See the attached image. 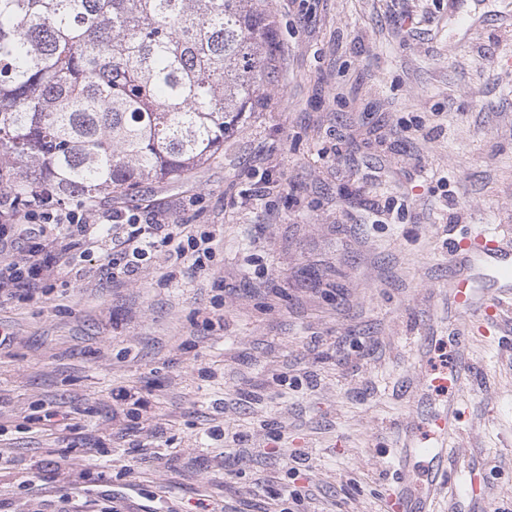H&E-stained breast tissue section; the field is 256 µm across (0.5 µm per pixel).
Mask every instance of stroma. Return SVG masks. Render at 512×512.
Instances as JSON below:
<instances>
[{
  "label": "stroma",
  "instance_id": "1",
  "mask_svg": "<svg viewBox=\"0 0 512 512\" xmlns=\"http://www.w3.org/2000/svg\"><path fill=\"white\" fill-rule=\"evenodd\" d=\"M263 7L266 106L96 201L213 234L204 269L0 295V512H385L399 390L457 349L448 244L512 231V0ZM470 347L439 512H512V311Z\"/></svg>",
  "mask_w": 512,
  "mask_h": 512
}]
</instances>
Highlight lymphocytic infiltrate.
<instances>
[{
    "instance_id": "obj_1",
    "label": "lymphocytic infiltrate",
    "mask_w": 512,
    "mask_h": 512,
    "mask_svg": "<svg viewBox=\"0 0 512 512\" xmlns=\"http://www.w3.org/2000/svg\"><path fill=\"white\" fill-rule=\"evenodd\" d=\"M100 253L98 270L112 280L135 275L142 261L165 251L174 265L202 266L212 254V238L194 234L190 225L157 217L141 223L138 215L93 208L83 201L63 204L41 189L18 204L0 190V292L16 287L45 289L62 269L82 274L77 243Z\"/></svg>"
}]
</instances>
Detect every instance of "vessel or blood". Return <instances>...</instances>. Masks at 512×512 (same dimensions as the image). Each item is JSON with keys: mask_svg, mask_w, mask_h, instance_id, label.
Segmentation results:
<instances>
[{"mask_svg": "<svg viewBox=\"0 0 512 512\" xmlns=\"http://www.w3.org/2000/svg\"><path fill=\"white\" fill-rule=\"evenodd\" d=\"M448 300L465 336L474 327L496 320L502 311L512 310L511 234L469 232L448 260ZM474 368L469 344H461L449 374L430 376L421 385L408 386L405 396L413 402L423 390L458 389L472 377ZM426 425L437 439V447H417L412 426L398 429L399 477L391 496L398 512H435L441 498L452 494L459 484L457 475L448 468V459L456 455L464 431L459 402L427 418Z\"/></svg>", "mask_w": 512, "mask_h": 512, "instance_id": "b4317fda", "label": "vessel or blood"}]
</instances>
